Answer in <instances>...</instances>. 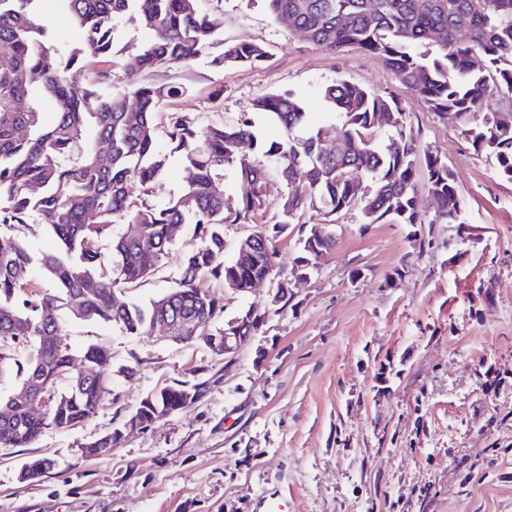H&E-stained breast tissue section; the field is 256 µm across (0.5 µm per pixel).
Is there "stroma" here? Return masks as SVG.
<instances>
[{
	"instance_id": "1",
	"label": "stroma",
	"mask_w": 512,
	"mask_h": 512,
	"mask_svg": "<svg viewBox=\"0 0 512 512\" xmlns=\"http://www.w3.org/2000/svg\"><path fill=\"white\" fill-rule=\"evenodd\" d=\"M221 17L209 52L161 73L187 91L165 106L199 126L249 115L259 139L280 138L251 103L267 92L301 98L308 127L333 121L319 88L343 76L400 99L419 152L446 160L467 218L453 224H367L340 213L336 247L287 308L242 346L233 365L200 341L163 329L65 317L73 351L110 349L111 391L79 426L53 428L25 448L0 447V512H257L266 496L291 512H512V181L455 123L429 112L376 58L310 46L267 0H200ZM251 40L266 58L215 69L225 43ZM201 244L183 227L158 273L131 289L147 304L171 288ZM499 372L495 391L487 369ZM207 381L194 406L146 430L125 422L147 392ZM111 455L81 445L113 429ZM55 462L37 482L32 458Z\"/></svg>"
}]
</instances>
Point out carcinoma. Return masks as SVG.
<instances>
[{
  "instance_id": "1",
  "label": "carcinoma",
  "mask_w": 512,
  "mask_h": 512,
  "mask_svg": "<svg viewBox=\"0 0 512 512\" xmlns=\"http://www.w3.org/2000/svg\"><path fill=\"white\" fill-rule=\"evenodd\" d=\"M44 2L0 0V226L17 228L36 218L62 250L34 253L19 238L0 234V379L9 374L25 385L41 377L49 409L34 415L22 394L0 395V408L11 410L8 421L0 419V446L25 447L48 428L68 430L87 421L109 391L111 375L93 370L107 363L109 351L91 345L78 356L64 338L63 311L75 296H82L77 319L135 335L164 325L172 336L200 341L224 335L218 323L224 296L199 291L197 281L212 278L222 288L262 275L281 279L277 238L298 224V244L305 245L314 212L324 224L355 209L365 224L466 223L453 171L441 158L419 154L397 98L340 77L321 90L338 120L298 136L306 121L301 100L292 93L262 94L253 110L284 132L270 143L257 138L247 118L201 128L176 114L165 129L167 154L158 146L157 116L187 87L154 76L191 64L210 45L220 19L199 0H60L82 32L79 44L61 46ZM267 2L275 18L292 20L312 45L333 52L357 48L378 59L428 111L453 116L475 151L494 158L499 177L512 181V0ZM124 22L153 37L135 55L145 78L116 90L114 44ZM266 56L258 43L235 41L212 63L247 66ZM493 97L501 107L483 111ZM46 110L56 115L50 126L42 121ZM383 112L393 120L382 130L374 120ZM330 134L344 141L337 156L321 147ZM243 140L259 159L242 153ZM171 153L181 157L182 190L157 205L154 189ZM226 166L239 187L233 209L219 189ZM273 173L303 191L267 202L263 186ZM422 185L436 207L429 221L416 204ZM269 211L272 219L254 230L268 244L257 263L227 267L224 225L254 224ZM115 224L122 232L114 238ZM185 224L195 226L201 246L183 261L174 288L146 306L131 301L127 290L156 271L144 255L152 252L163 262ZM335 247L331 232L300 259L314 265ZM36 266L56 282V291H35ZM61 380L68 385L58 394ZM181 385L142 397L133 414L185 409Z\"/></svg>"
}]
</instances>
